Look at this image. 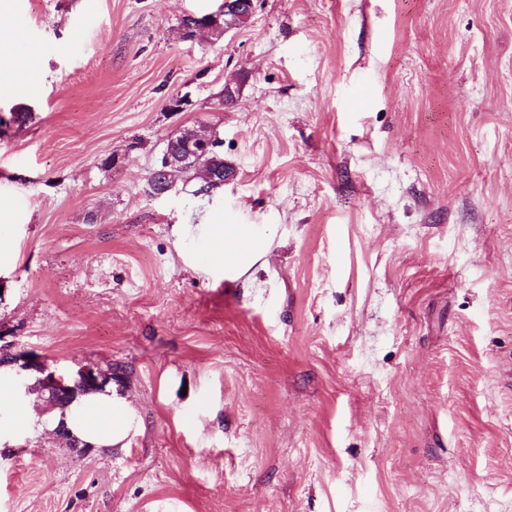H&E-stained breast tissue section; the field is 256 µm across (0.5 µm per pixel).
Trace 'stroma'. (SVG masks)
Returning <instances> with one entry per match:
<instances>
[{"instance_id":"obj_1","label":"stroma","mask_w":512,"mask_h":512,"mask_svg":"<svg viewBox=\"0 0 512 512\" xmlns=\"http://www.w3.org/2000/svg\"><path fill=\"white\" fill-rule=\"evenodd\" d=\"M221 3L0 0V114L32 111L0 332L139 421L0 443V512H512V0H257L182 38ZM204 129L234 179L149 196ZM209 224L263 257L208 265ZM242 1H244V0H224L217 12L210 13V14H212V17L215 20L216 24H219L222 19H224V21H228L225 18L228 15H232L237 21L235 23V25L230 28H227L224 25H219V26L215 27L212 31V35L215 37V39H219L222 36H224V27H225V29H227V31L225 32V33H227L228 31H230L232 29H239L248 24V22L250 21V19L252 18L253 14L255 12V8H256L255 2H257V1L249 0L250 2L247 7L246 13L239 16V14H241V8H242V3H243ZM244 2H245L244 5H246L247 1H244ZM238 17H239V19H241V21L237 20Z\"/></svg>"}]
</instances>
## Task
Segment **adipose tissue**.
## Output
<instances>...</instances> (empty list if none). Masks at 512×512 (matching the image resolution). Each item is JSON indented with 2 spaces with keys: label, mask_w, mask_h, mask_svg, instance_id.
<instances>
[{
  "label": "adipose tissue",
  "mask_w": 512,
  "mask_h": 512,
  "mask_svg": "<svg viewBox=\"0 0 512 512\" xmlns=\"http://www.w3.org/2000/svg\"><path fill=\"white\" fill-rule=\"evenodd\" d=\"M211 265H228L234 272H247L263 255V246L252 228L240 224L208 227ZM38 398L25 393L13 366L0 365V410L10 423L0 427V438L65 424L71 435L97 448L125 446L134 428L135 412L128 401L115 398L111 389L77 396L67 407L44 414L37 410Z\"/></svg>",
  "instance_id": "obj_1"
}]
</instances>
